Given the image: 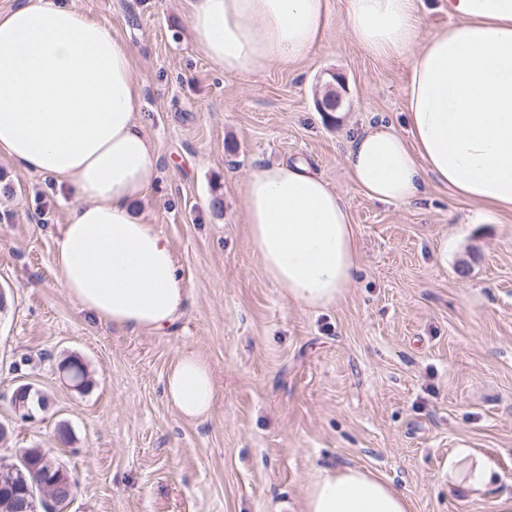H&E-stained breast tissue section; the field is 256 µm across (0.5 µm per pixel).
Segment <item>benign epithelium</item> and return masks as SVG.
Listing matches in <instances>:
<instances>
[{
	"instance_id": "1",
	"label": "benign epithelium",
	"mask_w": 512,
	"mask_h": 512,
	"mask_svg": "<svg viewBox=\"0 0 512 512\" xmlns=\"http://www.w3.org/2000/svg\"><path fill=\"white\" fill-rule=\"evenodd\" d=\"M33 394L39 398L41 409H46L44 396L28 383L12 393L11 406L22 419L34 417L28 404ZM35 452L47 479L30 482L25 472L30 470L28 461ZM74 493V480L68 470L43 449L27 448L15 458L0 455V512H68Z\"/></svg>"
}]
</instances>
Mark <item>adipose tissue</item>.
Returning a JSON list of instances; mask_svg holds the SVG:
<instances>
[{"label": "adipose tissue", "instance_id": "ef3b65f1", "mask_svg": "<svg viewBox=\"0 0 512 512\" xmlns=\"http://www.w3.org/2000/svg\"><path fill=\"white\" fill-rule=\"evenodd\" d=\"M448 26L420 39L416 0H346L345 26L367 51L411 59L406 132L353 131L352 183L378 203L421 198L429 180L476 205L469 223L512 211V0H443ZM201 52L249 77L311 56L329 0H189ZM129 49L110 25L68 0H22L0 14V155L69 185L76 199L55 240L57 279L81 312L131 332L160 331L185 290L169 240L134 212L158 175L139 116ZM244 210L264 275L289 299L325 309L345 295L360 252L345 198L303 163H273L244 185ZM168 403L196 421L216 388L196 353L180 355ZM304 512H410L387 480L354 466L321 469Z\"/></svg>", "mask_w": 512, "mask_h": 512}]
</instances>
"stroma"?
<instances>
[{
    "label": "stroma",
    "mask_w": 512,
    "mask_h": 512,
    "mask_svg": "<svg viewBox=\"0 0 512 512\" xmlns=\"http://www.w3.org/2000/svg\"><path fill=\"white\" fill-rule=\"evenodd\" d=\"M71 2L132 54L140 118L159 148L141 212L170 242L186 304L161 332L87 318L53 262L70 187L0 156L10 448L45 449L67 468L69 512H304L320 469L344 466L391 481L410 512H497L512 498V213L467 223L471 203L433 182L417 201L379 204L344 165L352 130L404 129L410 58L364 50L344 26L346 0H330L312 57L242 79L200 52L188 0ZM329 93L333 112L319 106ZM281 161L311 165L348 202L361 264L336 306L289 301L251 247L244 182ZM186 350L216 386L197 422L163 393ZM68 356L83 362L86 389L59 374ZM23 383L48 400L28 420L9 401ZM465 448L497 466L476 496L448 485V461Z\"/></svg>",
    "instance_id": "1"
}]
</instances>
